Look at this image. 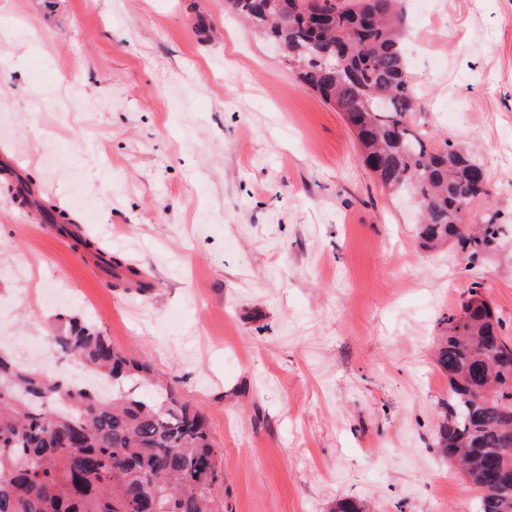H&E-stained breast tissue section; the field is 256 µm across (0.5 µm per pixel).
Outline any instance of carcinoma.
<instances>
[{
    "label": "carcinoma",
    "instance_id": "carcinoma-1",
    "mask_svg": "<svg viewBox=\"0 0 512 512\" xmlns=\"http://www.w3.org/2000/svg\"><path fill=\"white\" fill-rule=\"evenodd\" d=\"M268 39L298 78L341 112L363 165L392 194L421 210L418 235L430 247L455 240L475 256L497 238L496 212L464 224L489 197L483 168L418 127L421 110L402 40L400 0H225ZM125 283L138 272L117 256ZM474 282L445 318L435 354L448 375L437 447L478 493L475 512H512L492 489L512 486V339ZM60 352L117 391L89 388L18 365L0 350V512H224V467L207 420L179 401L147 366L88 321L56 326Z\"/></svg>",
    "mask_w": 512,
    "mask_h": 512
}]
</instances>
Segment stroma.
I'll use <instances>...</instances> for the list:
<instances>
[{
	"instance_id": "stroma-1",
	"label": "stroma",
	"mask_w": 512,
	"mask_h": 512,
	"mask_svg": "<svg viewBox=\"0 0 512 512\" xmlns=\"http://www.w3.org/2000/svg\"><path fill=\"white\" fill-rule=\"evenodd\" d=\"M403 9L414 121L489 178L500 235L474 260L420 245L341 113L224 0H0V166L38 193L0 177V347L91 315L206 416L224 512H473L434 447L433 341L476 280L512 337V0Z\"/></svg>"
}]
</instances>
